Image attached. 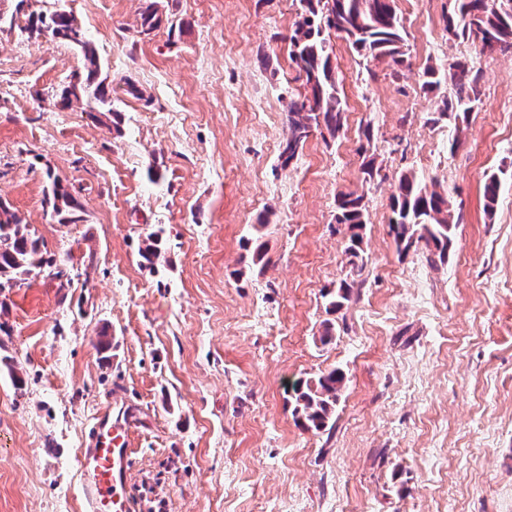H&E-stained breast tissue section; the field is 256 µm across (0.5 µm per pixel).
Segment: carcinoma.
<instances>
[{
	"mask_svg": "<svg viewBox=\"0 0 512 512\" xmlns=\"http://www.w3.org/2000/svg\"><path fill=\"white\" fill-rule=\"evenodd\" d=\"M27 0H19L15 13H0V24L20 32H44L53 39H61L77 49L84 59V68L71 74L69 85L77 89L79 105L92 112L118 115L112 101V90L100 78V61L91 43H76L72 28L78 25L75 16L56 9L49 13L24 10ZM305 12L296 22L289 37L290 58L305 77L307 94L301 100L288 104V137L280 157L288 165L303 149L310 132L323 127L335 137L344 127V109L331 65L333 45L330 35L346 42L357 53L375 60L388 59L395 66L405 63L406 32L394 7V0H300ZM446 17L448 38L470 41L482 54L512 51V0H451ZM141 33L147 34L159 25L154 3L147 2L141 15ZM422 88L433 92L441 83L449 81L452 95L440 98L429 122L457 120L470 112L480 101L481 87L478 72L466 61L455 60L446 68L427 67L423 72ZM48 189L46 204L59 216L61 224H82L85 221L81 204L63 184L60 176L46 172ZM500 182L492 174L484 186L487 211L494 209ZM336 223L347 228L348 237L343 253L350 273L363 267L360 230L366 224L363 196L343 193L336 200ZM393 213L391 228L400 251L423 243L426 259L433 264L448 260L459 218L448 203V193L433 182L426 184L414 173H403L398 178L396 192L391 196ZM159 235H149L148 244L140 257L152 267L162 262L158 246ZM45 273L60 279L58 287H70L71 279L54 256L43 251L40 240L32 236L22 219L0 200V291L22 287L32 274ZM362 282L351 278L342 280L330 292L329 305L340 310L351 299L353 289ZM345 385V374L338 368L330 369L314 380H300L292 386L293 412L307 429L320 432L326 429L335 412L336 403Z\"/></svg>",
	"mask_w": 512,
	"mask_h": 512,
	"instance_id": "obj_1",
	"label": "carcinoma"
}]
</instances>
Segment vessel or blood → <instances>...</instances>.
Here are the masks:
<instances>
[{
	"instance_id": "vessel-or-blood-1",
	"label": "vessel or blood",
	"mask_w": 512,
	"mask_h": 512,
	"mask_svg": "<svg viewBox=\"0 0 512 512\" xmlns=\"http://www.w3.org/2000/svg\"><path fill=\"white\" fill-rule=\"evenodd\" d=\"M80 450L82 493L88 512H135L129 492L133 416L123 391L108 392Z\"/></svg>"
}]
</instances>
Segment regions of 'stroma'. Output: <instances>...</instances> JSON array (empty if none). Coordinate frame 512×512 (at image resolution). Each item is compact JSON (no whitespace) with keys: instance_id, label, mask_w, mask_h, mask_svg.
Masks as SVG:
<instances>
[{"instance_id":"stroma-1","label":"stroma","mask_w":512,"mask_h":512,"mask_svg":"<svg viewBox=\"0 0 512 512\" xmlns=\"http://www.w3.org/2000/svg\"><path fill=\"white\" fill-rule=\"evenodd\" d=\"M61 5L121 120L60 108L82 66L69 44L0 31V198L72 278L62 290L34 276L0 312V512H85L78 454L114 386L148 512H512V53L449 40L448 0H394L407 66L334 41L344 129L313 132L285 167V113L304 92L288 48L298 0H155L147 35L144 0L35 7ZM456 59L479 71L481 101L431 124L452 87L423 92V71ZM48 169L84 223L52 215ZM404 171L437 179L462 216L447 262L396 248ZM349 192L367 213L364 284L334 311L324 293L346 276L335 214ZM157 229L153 271L139 250ZM326 322L338 330L324 345ZM334 367L346 382L333 427L305 429L288 390Z\"/></svg>"}]
</instances>
